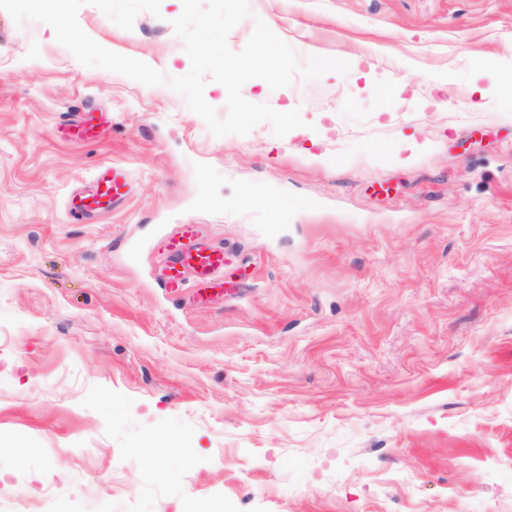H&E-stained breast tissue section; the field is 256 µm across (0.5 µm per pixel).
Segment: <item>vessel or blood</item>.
<instances>
[{
	"label": "vessel or blood",
	"mask_w": 512,
	"mask_h": 512,
	"mask_svg": "<svg viewBox=\"0 0 512 512\" xmlns=\"http://www.w3.org/2000/svg\"><path fill=\"white\" fill-rule=\"evenodd\" d=\"M112 124L111 118L100 112H84L76 119L75 130L81 138H93ZM131 193V178L119 165H105L97 169L87 191L69 200V209L75 218H83L92 211L108 212L125 201ZM201 229L196 224L176 225L166 233L167 260L158 269L162 288L172 295L193 289L197 301L207 304L223 292L226 258L223 248L201 245Z\"/></svg>",
	"instance_id": "1"
}]
</instances>
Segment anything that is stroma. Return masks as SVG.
<instances>
[{"mask_svg":"<svg viewBox=\"0 0 512 512\" xmlns=\"http://www.w3.org/2000/svg\"><path fill=\"white\" fill-rule=\"evenodd\" d=\"M249 6L232 51L260 19L350 65L243 85L299 110L282 137L215 136L0 10V512H512V0ZM182 10L77 18L179 77ZM89 108L111 129L65 141ZM104 163L129 200L74 219ZM186 222L228 257L205 305L156 280Z\"/></svg>","mask_w":512,"mask_h":512,"instance_id":"stroma-1","label":"stroma"}]
</instances>
